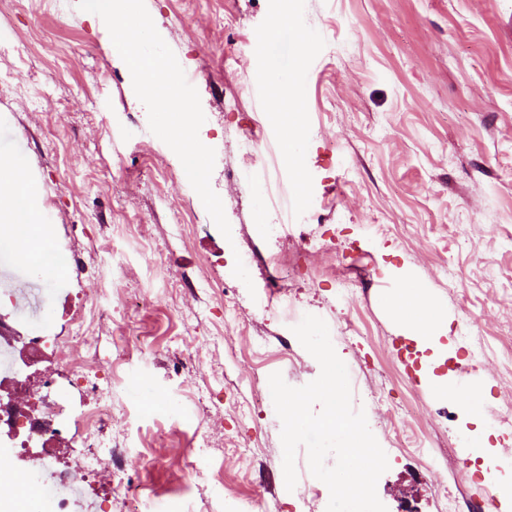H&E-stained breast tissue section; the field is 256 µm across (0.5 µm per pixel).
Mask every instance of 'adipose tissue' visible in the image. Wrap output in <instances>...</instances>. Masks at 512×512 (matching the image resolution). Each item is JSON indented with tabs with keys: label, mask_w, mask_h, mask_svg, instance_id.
Segmentation results:
<instances>
[{
	"label": "adipose tissue",
	"mask_w": 512,
	"mask_h": 512,
	"mask_svg": "<svg viewBox=\"0 0 512 512\" xmlns=\"http://www.w3.org/2000/svg\"><path fill=\"white\" fill-rule=\"evenodd\" d=\"M261 37L267 48L266 75L270 82L268 112L274 121H285L282 142L284 155L292 170L296 191L306 195L308 175L304 163L303 138L295 118L299 111L297 64L283 65L280 49L284 42H292L296 49L310 47L313 36L304 29L293 0H284L272 15ZM42 193L39 184L31 178L21 160L11 156L0 157V245L7 246L20 256L31 272L50 278L63 277L67 271L64 257L51 244L47 228L41 222ZM386 308L409 339L420 348L445 354L440 344L447 335L448 324L442 308L426 289L414 284L405 285L386 299ZM463 409L465 428L460 436L463 447L481 451L484 466L501 465L502 460L490 441L493 431L483 411L486 393L483 388L457 392Z\"/></svg>",
	"instance_id": "1"
}]
</instances>
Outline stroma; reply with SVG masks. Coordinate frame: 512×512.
Masks as SVG:
<instances>
[{
	"label": "stroma",
	"mask_w": 512,
	"mask_h": 512,
	"mask_svg": "<svg viewBox=\"0 0 512 512\" xmlns=\"http://www.w3.org/2000/svg\"><path fill=\"white\" fill-rule=\"evenodd\" d=\"M276 0H145L185 74L194 75L215 151L212 189L231 227L223 236L168 146L149 131L108 30L77 0H0V153L25 159L43 191L42 220L68 260L55 281L0 248V317L42 337L31 380L74 415L97 389L55 361L58 344L89 325L86 352L122 409L101 437L118 448L90 491L125 512L107 480L124 472L141 495L180 512H326L328 487L298 448L287 491L272 373L293 387L320 374L269 294L287 288L302 314L323 319L349 366L389 468L376 486L387 512H443L448 487L466 512H492L479 460L460 442L462 417L427 380L410 382L401 330L381 283L406 272L447 310L444 358L420 351L435 376L473 369L489 389L498 453L512 461V0H300L317 43L299 69L307 203L285 211L291 173L282 129L254 96L266 49L259 33ZM260 127L256 162L240 131ZM269 224L285 236L265 233ZM383 230L372 235L367 225ZM324 241L305 274L268 266L269 253ZM250 251L251 285L233 274ZM110 310L92 318L91 306ZM475 327L463 324L465 315ZM135 336L126 351L112 339ZM200 467L191 487L179 476Z\"/></svg>",
	"instance_id": "obj_1"
}]
</instances>
